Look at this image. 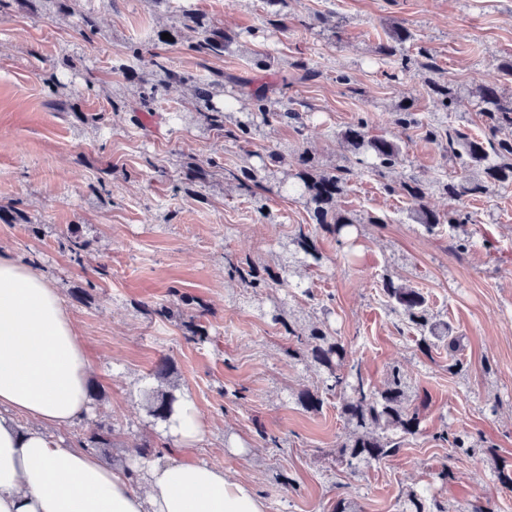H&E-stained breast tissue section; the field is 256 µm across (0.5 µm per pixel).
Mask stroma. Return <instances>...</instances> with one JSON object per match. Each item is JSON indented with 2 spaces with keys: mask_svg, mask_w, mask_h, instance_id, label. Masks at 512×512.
I'll use <instances>...</instances> for the list:
<instances>
[{
  "mask_svg": "<svg viewBox=\"0 0 512 512\" xmlns=\"http://www.w3.org/2000/svg\"><path fill=\"white\" fill-rule=\"evenodd\" d=\"M287 2L77 0L60 15L49 0H0V255L53 281L91 368L87 416L55 434L82 449L104 420L114 432L96 451L102 460L128 471L165 456L174 441L144 403L165 359L204 427L191 459L251 481L267 512H336L342 501L353 512H404L413 492L435 512H512L503 481L512 475V187L449 199L441 183L465 169L427 135L440 123L484 137L472 87L512 96L501 71L512 58V0ZM187 11L230 36L222 55L191 51ZM88 16L97 25L89 42L80 35ZM399 26L408 39L382 55ZM164 67L197 80L223 74L229 122L252 112L259 87L275 111L307 119L255 114L247 142L207 130L191 85H167L141 104ZM436 84L456 90L451 110L437 104ZM403 110L414 124H396ZM361 120L401 149L383 175L363 170L341 137ZM304 152L318 168H349L335 207L360 221L350 244L281 191ZM189 165L207 180L184 187ZM246 167L259 179L250 191L236 179ZM413 177L427 182L430 209H461L469 223L417 224L412 201L385 190ZM369 214L378 223H365ZM301 230L320 264L283 250ZM240 262L265 279L290 267V285L244 287L227 273ZM387 277L422 293L459 338L456 351L392 312ZM162 306L172 316L158 315ZM195 325L204 342L188 341ZM314 326L345 345L371 390L401 371L419 427L395 454L341 464L340 397L316 411L301 405V392L328 377L312 358L288 356L294 332ZM443 430L465 435L466 449L438 440Z\"/></svg>",
  "mask_w": 512,
  "mask_h": 512,
  "instance_id": "35a3bbf8",
  "label": "stroma"
}]
</instances>
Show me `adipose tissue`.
<instances>
[{"instance_id":"obj_1","label":"adipose tissue","mask_w":512,"mask_h":512,"mask_svg":"<svg viewBox=\"0 0 512 512\" xmlns=\"http://www.w3.org/2000/svg\"><path fill=\"white\" fill-rule=\"evenodd\" d=\"M90 363L53 283L0 256V512H266L253 486L188 461L203 434L194 401L180 397L178 454L147 464L144 487L54 428L88 410Z\"/></svg>"}]
</instances>
